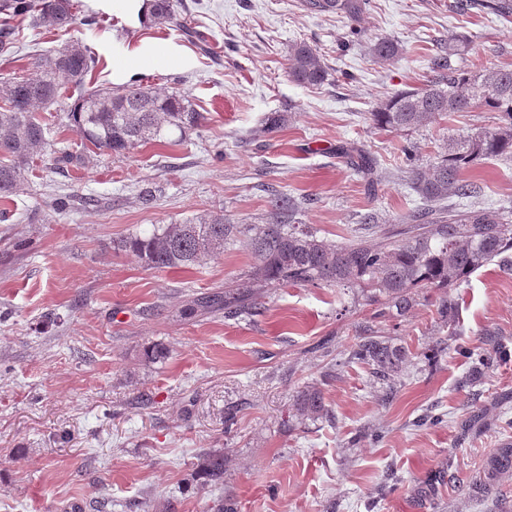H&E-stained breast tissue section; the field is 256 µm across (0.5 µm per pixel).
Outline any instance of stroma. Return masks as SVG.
I'll return each mask as SVG.
<instances>
[{
  "label": "stroma",
  "instance_id": "35a3bbf8",
  "mask_svg": "<svg viewBox=\"0 0 512 512\" xmlns=\"http://www.w3.org/2000/svg\"><path fill=\"white\" fill-rule=\"evenodd\" d=\"M94 15L96 25L49 34L18 22L0 75H30L36 55L75 40L96 58L91 85L108 87L125 49L173 44L189 65L146 66L138 79L185 93L206 120L182 141L100 151L81 169L45 157L23 191L0 199V512H164L169 503L211 512L224 492L237 512H512V479L497 498L466 492L488 454L512 442V266L491 263L451 289V326L437 319L435 289L398 319L375 317L365 297L333 286L276 288L261 313L228 317L197 301L247 272L245 240L165 271L113 247L211 211L264 222L274 191L299 202L296 221L331 243L376 241L367 215L391 223L417 203L400 176L402 147L414 146L422 166L497 119L476 106L390 132L370 112L424 87L451 35L469 39L452 68H512V15L369 0L353 20L308 12L302 0H180L177 18L199 31V45L172 26L118 24L108 7ZM381 37L400 44L398 61L370 56ZM299 42L325 63L323 85L289 79L288 48ZM273 111L288 121L267 135L262 119ZM345 142L375 157L384 173L375 191L338 157ZM465 177L476 206L512 211V163L486 160ZM60 196L93 204L59 215ZM369 328L414 355L390 398L348 354ZM492 340L503 359L469 381L471 352ZM307 385L323 391L330 419H298L294 397ZM428 413L441 424L417 426ZM209 448L224 454L220 490L191 477Z\"/></svg>",
  "mask_w": 512,
  "mask_h": 512
}]
</instances>
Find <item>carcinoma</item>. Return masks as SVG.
<instances>
[{
  "mask_svg": "<svg viewBox=\"0 0 512 512\" xmlns=\"http://www.w3.org/2000/svg\"><path fill=\"white\" fill-rule=\"evenodd\" d=\"M368 0H303L311 13L345 14L357 19ZM177 0H152L151 24L165 27L176 21ZM487 9L499 15L512 14V0H450L448 10L465 13ZM74 0H0V48L10 44L14 23L27 20L47 32L68 31L77 21ZM467 47L462 35L448 37L433 58L434 77L424 88L405 90L378 104L371 113L375 126L387 131L425 127L450 112H468L482 105L498 113L492 131L478 132L448 141V151L430 161L428 168L416 165L405 170L420 205L402 219L405 227L385 231L374 243L351 239L337 246L306 224L294 223L293 199L276 195L270 200V216L262 224H237L222 214L200 216L183 223L165 224L149 233L135 234L119 248L135 253L153 270L200 266L224 253L231 242L248 239L253 263L236 287L212 296L209 303L224 307L229 316L261 309L256 288L287 286H337L359 288L385 297L387 307L405 316L413 307L419 288H458L480 268L507 262L512 250V224L499 212L469 206L465 211L433 209L430 203L448 197L461 200L474 194L462 174L480 161L497 158L512 162V69L485 68L478 72L450 68L449 58ZM382 62L398 58V43L379 39L369 48ZM96 67L87 48L69 43L63 49L39 57L36 72L0 82V198L17 194L29 183L34 164L51 148L47 138L54 119L39 109L67 105V119L78 127L85 143L78 152H64L59 162L81 168L90 148L123 155L142 143L157 142L172 134L182 140L205 122L188 97L179 92L159 94L142 84L112 88H85L88 74ZM289 77L304 87L323 84L328 71L306 43L288 51ZM79 95L66 104L70 91ZM287 119L270 112L262 120V132H279ZM342 154L368 189L377 185L375 158L358 145H345ZM350 356L369 366L373 375L389 388L400 381L412 353L386 336H359ZM300 419H323L330 415L324 394L307 385L294 400ZM512 478V443L504 442L486 460L469 494L487 497L498 493L501 482ZM194 479L206 486L224 481V453L209 451L202 457Z\"/></svg>",
  "mask_w": 512,
  "mask_h": 512,
  "instance_id": "carcinoma-1",
  "label": "carcinoma"
}]
</instances>
